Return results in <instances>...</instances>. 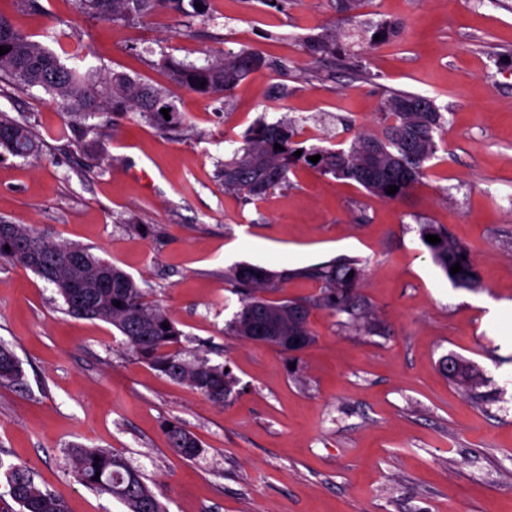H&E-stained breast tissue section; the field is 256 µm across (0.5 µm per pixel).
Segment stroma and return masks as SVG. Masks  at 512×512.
<instances>
[{
    "label": "stroma",
    "instance_id": "35a3bbf8",
    "mask_svg": "<svg viewBox=\"0 0 512 512\" xmlns=\"http://www.w3.org/2000/svg\"><path fill=\"white\" fill-rule=\"evenodd\" d=\"M0 0V13L48 47L80 45L88 61L167 85L189 122L162 134L118 119L90 155L58 139L63 115L40 90L7 89L0 110L44 139L40 160L0 153V217L92 248L131 274L182 331L185 358L230 368L235 395L212 404L126 352L112 325L63 312L55 289L0 259V342L24 371L0 385V494L5 466L25 464L69 512H125L84 487L66 450L121 453L168 512H512V0H208L209 20L158 13L133 26ZM397 22L399 34L354 46L366 79L330 71L310 51L324 26ZM260 49L286 63L208 100L168 84V55L201 63ZM284 96L270 94L273 86ZM442 106L438 152L408 196L386 201L301 165L287 187L246 202L218 166L259 119L294 120L303 146L350 143L377 126L387 92ZM146 225L148 233L137 232ZM439 224L470 250L479 285L459 288L419 235ZM365 264L359 291L377 333L312 310L313 345L292 357L228 329L240 308L232 269ZM473 362L468 392L440 364ZM200 438L187 460L167 422Z\"/></svg>",
    "mask_w": 512,
    "mask_h": 512
}]
</instances>
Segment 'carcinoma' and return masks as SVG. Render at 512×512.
<instances>
[{
    "label": "carcinoma",
    "instance_id": "1",
    "mask_svg": "<svg viewBox=\"0 0 512 512\" xmlns=\"http://www.w3.org/2000/svg\"><path fill=\"white\" fill-rule=\"evenodd\" d=\"M77 11L88 18L112 24L135 25L156 12L198 16L208 19L206 0H74ZM398 23H380L368 38L376 47L395 36ZM346 35L333 24L313 41L311 50L320 56L336 57V45ZM0 82L21 91L40 89L51 95L64 112L62 138L80 149H89L102 128L118 117L137 114L164 134H183L187 119L177 110L163 85L143 82L121 71L102 72L89 61L72 66L54 50L18 28L0 14ZM161 67L170 82L200 96L221 100L249 74L263 69L285 70L256 48L214 54L204 64L185 63L166 56ZM169 110L165 119L161 110ZM380 128L360 133L346 149L299 146L296 125L286 119H259L245 134L242 145L224 160L219 176L224 190L248 200L263 199L288 183L294 152L297 159L311 164L308 157L319 155L314 164L324 174L354 181L377 197L394 200L426 175L428 162L437 151L435 133L441 127L440 107L429 97L391 91L382 104ZM104 118L100 123L96 118ZM280 144L284 150L274 149ZM43 140L24 119L0 111V148L15 157L37 159ZM391 186L399 187L387 194ZM0 259L29 270L55 288L65 311L77 318L99 320L115 327L124 337V348L168 377L186 385L211 403L221 406L233 393L235 379L222 364L207 359L188 360L179 350L181 332L166 311L148 299L137 281L118 266L94 255L80 244L57 241L30 224H14L0 218ZM420 234L437 235L441 242L427 244L434 262L457 287L475 288L477 274L468 248L448 235L438 224H423ZM79 252L88 258L72 263L69 255ZM462 271L452 275L450 267ZM363 276L360 260L341 258L326 265L294 271H271L251 264L238 266L233 281L242 293L241 309L229 324L232 333L246 341L270 344L288 354L300 353L315 340L310 328L311 309L322 307L348 315L347 325L358 333L375 331L373 309L358 288ZM304 277L322 284L319 293L301 299L270 301L264 294L291 278ZM120 306H115V303ZM169 328H163V325ZM453 367H448V362ZM441 367L448 379L468 390L480 385L483 373L467 360L452 355ZM21 364L12 350L0 343V384L22 379ZM165 429L169 446L188 460L199 457L202 444L195 434L177 421ZM72 472L85 487L119 500L127 512H166L163 503L141 476L117 452L75 444L67 450ZM100 461H95V458ZM8 495L19 512H68L65 501L35 481L25 466L11 465L6 471Z\"/></svg>",
    "mask_w": 512,
    "mask_h": 512
}]
</instances>
